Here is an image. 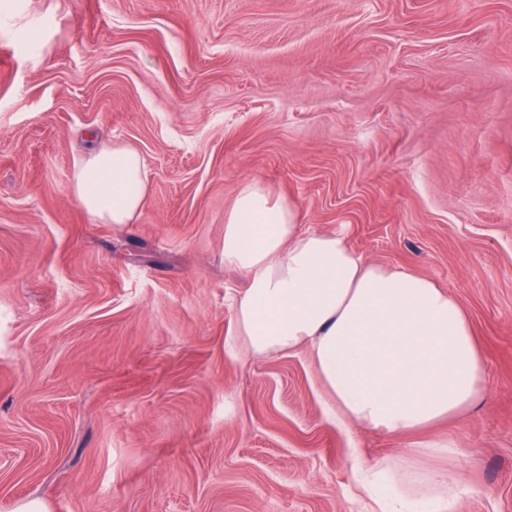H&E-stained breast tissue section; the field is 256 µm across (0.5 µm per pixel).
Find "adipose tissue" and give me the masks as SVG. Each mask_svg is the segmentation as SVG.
Instances as JSON below:
<instances>
[{"label": "adipose tissue", "mask_w": 512, "mask_h": 512, "mask_svg": "<svg viewBox=\"0 0 512 512\" xmlns=\"http://www.w3.org/2000/svg\"><path fill=\"white\" fill-rule=\"evenodd\" d=\"M149 171L116 142L76 164L73 193L106 224L136 223ZM224 260L248 274L233 301L240 335L257 357L306 345L344 416L392 434L484 404V361L458 300L407 267L370 263L340 232H308L294 203L249 181L225 217ZM352 472L381 512H455L462 489L382 461Z\"/></svg>", "instance_id": "obj_1"}]
</instances>
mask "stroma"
I'll use <instances>...</instances> for the list:
<instances>
[{
  "mask_svg": "<svg viewBox=\"0 0 512 512\" xmlns=\"http://www.w3.org/2000/svg\"><path fill=\"white\" fill-rule=\"evenodd\" d=\"M112 141L135 224L73 194ZM253 179L458 298L486 404L388 434L307 348L253 357L224 263ZM355 453L512 512V0H0V512H369ZM148 188L146 161L137 148L126 143L95 146L75 166L73 193L95 222L135 224Z\"/></svg>",
  "mask_w": 512,
  "mask_h": 512,
  "instance_id": "1",
  "label": "stroma"
}]
</instances>
